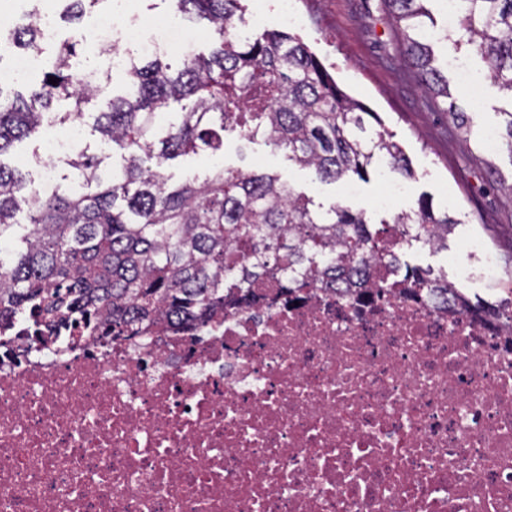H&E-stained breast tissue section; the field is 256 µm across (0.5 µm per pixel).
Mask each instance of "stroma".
<instances>
[{"label": "stroma", "mask_w": 512, "mask_h": 512, "mask_svg": "<svg viewBox=\"0 0 512 512\" xmlns=\"http://www.w3.org/2000/svg\"><path fill=\"white\" fill-rule=\"evenodd\" d=\"M301 19L294 32L334 76L337 84L378 112L384 128L402 148L411 170L403 175L383 166L363 182L352 178L321 181L308 168L289 160L287 151L264 140L239 141L225 133L223 153L178 157L168 161L164 173L170 183H181L190 175H205L214 166L249 171L262 169L279 176L298 193L315 203L363 209L372 220L392 218L412 211L419 198L429 196L435 207L449 211L460 224L448 238L447 249L418 248L405 254V262L431 268L434 272L459 277L470 264V245L480 242L486 252L501 258L505 240H491L484 232L487 224L512 225V149L505 143L486 148L487 129L497 127L504 111L512 109V98L487 79V66L472 48L457 47L440 40L433 50L440 60L454 56L467 59L478 81L477 91L464 89L454 70H445L454 100L470 118V131L458 128L443 108L428 107L403 62L392 21L381 0H292ZM62 126L47 120L39 132L15 145L4 161L29 171L40 179L43 169L34 155L45 141L62 133ZM399 184L402 194L385 207L377 202L390 184Z\"/></svg>", "instance_id": "35a3bbf8"}]
</instances>
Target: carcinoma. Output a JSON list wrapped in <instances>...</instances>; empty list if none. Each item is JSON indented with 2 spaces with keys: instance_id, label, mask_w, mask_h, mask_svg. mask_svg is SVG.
Wrapping results in <instances>:
<instances>
[{
  "instance_id": "carcinoma-1",
  "label": "carcinoma",
  "mask_w": 512,
  "mask_h": 512,
  "mask_svg": "<svg viewBox=\"0 0 512 512\" xmlns=\"http://www.w3.org/2000/svg\"><path fill=\"white\" fill-rule=\"evenodd\" d=\"M173 2L179 14L209 25L213 47L175 67L159 54L129 60L124 94L101 102L91 125L120 154L107 175L105 158L77 147L68 155L66 187L44 195L3 161L50 113L61 125L83 122L100 75L90 67L70 72L78 35L33 91L0 89V332L23 316L34 326H81L108 342L163 318L190 329L224 312L227 290L249 300L248 282L258 276L293 274L283 285L289 293L342 281L378 294L386 284L370 280V272L380 264L438 297L452 295L466 314L501 312L448 275L401 261L413 247L448 248L459 221L430 199L373 228L366 212L325 209L261 171L218 167L168 187L167 161L222 153L226 132L286 149L323 180H365L384 161L410 173L379 115L347 94L301 38L280 31L232 38L230 30L246 21L241 0ZM384 2L419 89L430 101L448 100V81L422 35L424 0ZM458 8L456 42L474 47L487 77L512 97V0H459ZM3 39L17 51L42 47L34 23ZM52 77L57 84L48 83ZM62 101L69 110L52 112ZM22 211L26 224L17 219ZM395 224L405 226L404 241L385 252L380 243Z\"/></svg>"
}]
</instances>
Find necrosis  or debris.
<instances>
[{"mask_svg":"<svg viewBox=\"0 0 512 512\" xmlns=\"http://www.w3.org/2000/svg\"><path fill=\"white\" fill-rule=\"evenodd\" d=\"M88 49L183 56L125 5ZM387 294L280 276L189 333L0 338V512H512V320L376 267Z\"/></svg>","mask_w":512,"mask_h":512,"instance_id":"4bbe7bcc","label":"necrosis or debris"}]
</instances>
